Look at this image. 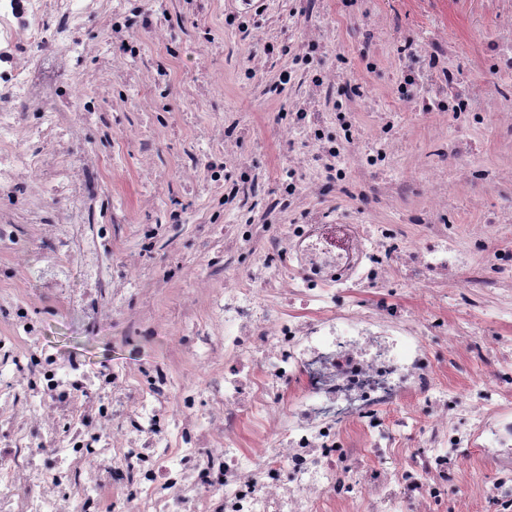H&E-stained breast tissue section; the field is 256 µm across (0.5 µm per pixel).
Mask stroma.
<instances>
[{
    "label": "stroma",
    "instance_id": "obj_1",
    "mask_svg": "<svg viewBox=\"0 0 512 512\" xmlns=\"http://www.w3.org/2000/svg\"><path fill=\"white\" fill-rule=\"evenodd\" d=\"M500 24L495 15H487L478 29H471L467 7H459L452 19L449 29L459 38L458 69H466L467 55L470 51L471 36L491 39ZM340 40L345 41V52L348 59L347 70L351 75L379 90L389 89L395 81L397 66L393 58L383 57L382 50L377 46H362L348 43V31L339 28L336 32ZM382 56V65L374 71L366 70L365 61L372 56ZM290 62L287 51H280L273 56H265L262 44L254 42L250 46L238 45L232 39L224 43L199 51L187 60L190 75L219 68L225 74L237 73L240 68L252 69L255 85L265 88L264 95H257L253 87L247 85H231L225 90L223 97L215 99L213 109L209 112H190L180 97H172L169 107L176 112L178 119L168 127L159 131L160 143L150 160H143L137 154H130L124 163L125 168L134 169L143 165L154 171L167 175V181L160 193L153 198H142L136 210L140 219H151L158 215L161 206L170 203L184 204L192 216H200L203 200L200 197L189 196L186 183L179 172V164L184 146L188 142L205 145L207 137L218 134L216 113H235L244 125L255 128L256 137L274 142L276 139L270 124H259L256 117L261 113H273L282 110L288 104V92L271 84L272 72L286 70ZM151 124L144 113L124 112L113 108L111 100H104L102 112L98 120L85 125L84 136L75 145L76 150L85 154L87 159L97 160L103 164L112 162V140L115 132L134 128L146 131ZM141 289L133 295L132 303L135 309L144 312L153 311L164 323L172 324L179 320L183 309V284L172 282L166 292L156 290V284L151 277H143ZM43 322V334L40 344L62 357H78L87 365L97 367L104 364H118L130 368L152 360L163 352L165 337H158L153 342L125 339L118 328L104 324L96 333L87 334L89 319L85 310L71 306L55 312L44 309L40 312Z\"/></svg>",
    "mask_w": 512,
    "mask_h": 512
}]
</instances>
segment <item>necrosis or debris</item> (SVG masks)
<instances>
[{
  "instance_id": "obj_1",
  "label": "necrosis or debris",
  "mask_w": 512,
  "mask_h": 512,
  "mask_svg": "<svg viewBox=\"0 0 512 512\" xmlns=\"http://www.w3.org/2000/svg\"><path fill=\"white\" fill-rule=\"evenodd\" d=\"M195 3L0 0V512H469L481 497L512 512V244L499 238L512 195L463 239L449 201L512 174L511 159L476 160L484 136L512 143V20L475 43L462 74L446 20L415 41L372 0H342L351 39L386 33L397 48L399 106L368 132L360 116L380 92L342 68L323 0H259L222 16L231 35L263 14L291 32L278 82L297 92L272 115L271 185L226 149L245 131L225 114L222 138L180 166L205 197L198 247L223 246L224 259L196 270L166 356L130 370L38 350L41 306L79 302L147 342L161 330L128 312L144 266L68 290L71 262L118 245L127 224L152 256L187 220L170 205L135 222L130 186L152 173L118 181L72 154L70 114L99 111L107 93L157 115L172 90L192 106L223 90V72L179 85L145 52L164 43L172 11ZM93 19L119 39L109 56L82 36ZM410 110L439 132L420 166L400 150ZM330 188L357 210L317 206ZM36 253L52 265L31 293L18 281ZM428 337L459 363L479 361L482 378L448 382ZM472 454L484 475L460 484Z\"/></svg>"
}]
</instances>
